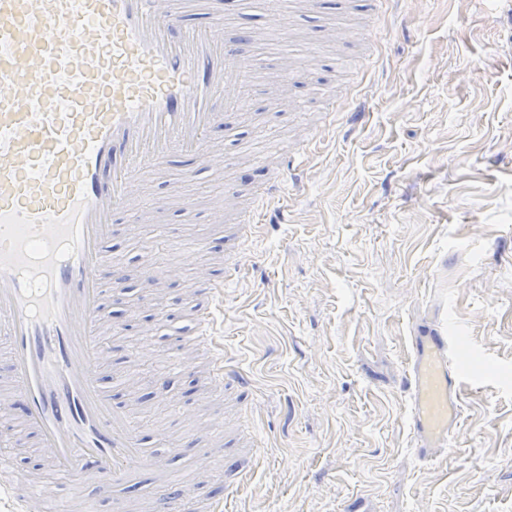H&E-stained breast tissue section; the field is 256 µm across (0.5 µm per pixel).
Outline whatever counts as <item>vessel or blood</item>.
Returning <instances> with one entry per match:
<instances>
[{"instance_id": "vessel-or-blood-1", "label": "vessel or blood", "mask_w": 512, "mask_h": 512, "mask_svg": "<svg viewBox=\"0 0 512 512\" xmlns=\"http://www.w3.org/2000/svg\"><path fill=\"white\" fill-rule=\"evenodd\" d=\"M185 0H0V354L10 380L0 389V417L21 402L22 431L41 460L66 475L72 494L19 482L0 458V497L14 512H96L92 491L157 472L141 446L126 402L102 386L108 293L124 277L108 258L114 216L141 219V190L157 165L180 157L213 169L224 153L215 127L246 109L258 62L224 36L221 11L191 24ZM315 65L313 53L281 64L292 84ZM298 155L271 154L278 169L260 202L282 197ZM235 276L202 271L190 281L195 302L187 332L199 348L217 347L214 312ZM455 337L436 329L415 337L409 385L410 427L422 459L447 447L462 417L466 377L453 357ZM234 365L212 370L216 395L243 384ZM201 428L174 439L171 453L224 476V450L212 437L223 414L197 408ZM160 512H224L198 486L159 490Z\"/></svg>"}]
</instances>
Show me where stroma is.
<instances>
[{"mask_svg": "<svg viewBox=\"0 0 512 512\" xmlns=\"http://www.w3.org/2000/svg\"><path fill=\"white\" fill-rule=\"evenodd\" d=\"M223 2L259 29V56L284 47L254 0ZM324 17L342 40L300 27L285 47L315 43L317 70L280 113L257 96L239 121L247 146L187 182L192 211L163 213L174 227L165 254L192 259L151 303L136 285L150 226L116 219L111 257L131 283L106 301L122 329L104 385L120 396L118 377L137 370L144 441L165 452L190 422L149 373L171 355L196 269L234 261L218 328L251 388L224 393V465L253 473L230 495L207 482L208 496L226 512H512V0H386L377 13L330 4ZM473 70L488 80L471 81ZM307 139L310 156L238 251L240 212L275 176L263 150ZM230 180L240 196L214 222ZM451 321L481 386H462L455 436L426 462L409 429L411 339ZM198 362L173 384L190 412L212 394L211 358Z\"/></svg>", "mask_w": 512, "mask_h": 512, "instance_id": "35a3bbf8", "label": "stroma"}]
</instances>
